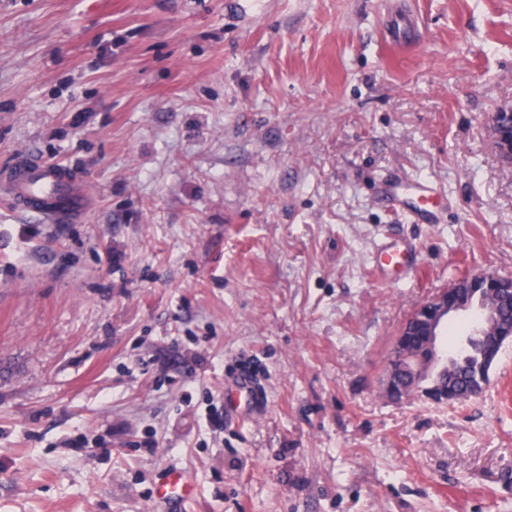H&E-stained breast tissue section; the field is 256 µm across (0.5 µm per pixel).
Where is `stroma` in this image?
Here are the masks:
<instances>
[{
	"label": "stroma",
	"instance_id": "stroma-1",
	"mask_svg": "<svg viewBox=\"0 0 512 512\" xmlns=\"http://www.w3.org/2000/svg\"><path fill=\"white\" fill-rule=\"evenodd\" d=\"M509 109L512 0H0V170L88 201L0 199V512H162L168 468L181 512H512V343L480 397L383 392L419 304L512 277ZM419 178L432 224L377 199ZM0 195L45 224L79 221L87 205L85 192L70 178L64 163L33 155L2 173ZM374 265L382 278L402 280L414 272L416 263L413 250L406 243L388 240L379 245ZM157 494L164 503L171 504L173 501L191 497L194 494V487L184 472H174L159 486Z\"/></svg>",
	"mask_w": 512,
	"mask_h": 512
}]
</instances>
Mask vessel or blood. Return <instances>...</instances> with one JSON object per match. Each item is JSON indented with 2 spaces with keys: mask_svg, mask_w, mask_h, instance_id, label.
I'll return each mask as SVG.
<instances>
[{
  "mask_svg": "<svg viewBox=\"0 0 512 512\" xmlns=\"http://www.w3.org/2000/svg\"><path fill=\"white\" fill-rule=\"evenodd\" d=\"M381 194L392 204L406 207L422 223L428 222L435 211L437 190L424 180L405 186L390 182ZM0 195L8 197L17 210L35 214L46 224L79 221L87 205L85 192L71 179L64 163L33 155L22 157L0 174ZM374 265L382 278L404 279L415 270L413 250L395 240L385 241L374 255ZM193 493L182 472L169 474L157 491L166 503L189 498Z\"/></svg>",
  "mask_w": 512,
  "mask_h": 512,
  "instance_id": "1",
  "label": "vessel or blood"
}]
</instances>
